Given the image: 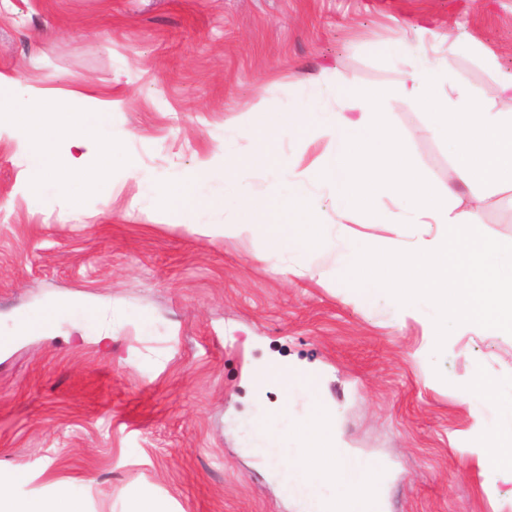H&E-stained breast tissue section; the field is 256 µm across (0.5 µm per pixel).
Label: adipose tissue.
Wrapping results in <instances>:
<instances>
[{
    "label": "adipose tissue",
    "instance_id": "ef3b65f1",
    "mask_svg": "<svg viewBox=\"0 0 512 512\" xmlns=\"http://www.w3.org/2000/svg\"><path fill=\"white\" fill-rule=\"evenodd\" d=\"M389 53L409 61L411 70L394 93L417 102L433 131L447 141L454 180L490 188L512 183V113L475 107L469 87L449 84L441 66L412 43H398ZM46 99V90L27 79L0 75V134L13 136L23 149L26 178L75 202L92 186L110 191L105 173L119 153L109 133L111 102L81 112L72 127L45 118ZM460 392L468 399L479 392L494 396L498 415L492 423H480L478 455L495 469L512 472V376H492L479 368Z\"/></svg>",
    "mask_w": 512,
    "mask_h": 512
}]
</instances>
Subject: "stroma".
<instances>
[{"label":"stroma","instance_id":"obj_1","mask_svg":"<svg viewBox=\"0 0 512 512\" xmlns=\"http://www.w3.org/2000/svg\"><path fill=\"white\" fill-rule=\"evenodd\" d=\"M402 40L474 105H497L487 89L512 73V0H0V73L49 90L64 116L70 91L111 98L124 158L109 193L36 207L24 152L0 137V334L15 336L0 346V492L69 486L81 512H299L286 464L251 439L247 371L285 360L318 369L344 440L390 467L384 512H512V474L480 463L460 393L476 368L512 373V335L471 329L421 358L419 322L350 299L342 239L286 242L266 261L264 236L205 235L236 220L220 181L195 223L158 207L159 182L205 159L228 161L253 196L287 195L280 165L310 166L329 140L297 124L271 138L267 121L335 111L339 84L388 92L410 66L383 50ZM382 109L433 188L512 243L499 221L512 187L449 184L453 157L421 107L388 93ZM62 302L74 308L50 334H18ZM97 305L120 313L105 340L85 313Z\"/></svg>","mask_w":512,"mask_h":512}]
</instances>
